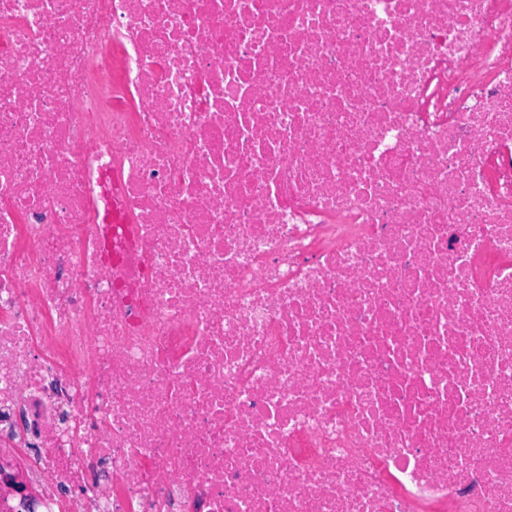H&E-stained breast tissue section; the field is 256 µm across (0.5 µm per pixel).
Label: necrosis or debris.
<instances>
[{
	"mask_svg": "<svg viewBox=\"0 0 512 512\" xmlns=\"http://www.w3.org/2000/svg\"><path fill=\"white\" fill-rule=\"evenodd\" d=\"M10 470L512 512V0H0Z\"/></svg>",
	"mask_w": 512,
	"mask_h": 512,
	"instance_id": "necrosis-or-debris-1",
	"label": "necrosis or debris"
}]
</instances>
